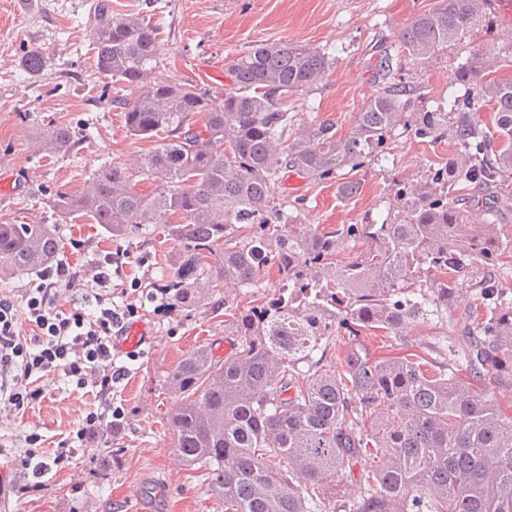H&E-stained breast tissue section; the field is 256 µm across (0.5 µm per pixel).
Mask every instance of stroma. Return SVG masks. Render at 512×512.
<instances>
[{
	"mask_svg": "<svg viewBox=\"0 0 512 512\" xmlns=\"http://www.w3.org/2000/svg\"><path fill=\"white\" fill-rule=\"evenodd\" d=\"M93 0H0V157L15 167L13 188L0 189V224H57L64 242L60 257L73 271L86 273L105 254L123 256L112 285L127 289L140 306L138 319L151 336L129 362L126 379L113 400L125 409L123 427L104 432L93 447L78 453L70 466L53 474L44 490L21 493L18 472L8 471L0 483V512H224L210 496L202 471L185 466L175 454L165 425L171 405L158 385L188 351L210 344L223 355L232 337L224 333L225 306L263 304L276 288V273L260 287L244 292L226 289L210 295L193 312L155 314L152 303L131 292V284L153 287L168 270L176 247L161 232L111 238L87 219L58 224L52 200L57 192L82 191L91 175L118 159L135 163L146 143L125 128L122 101L129 89L107 84L92 65L94 31L87 22ZM113 17L136 14L161 27L163 51L171 60L169 77L213 86L226 83V59L259 41L301 43L329 54L333 65L317 87L289 100L296 123L330 119L338 135H349L358 112L384 84L378 67L383 53L392 56L393 77L415 84L416 111L432 109L447 99L456 68L473 48L488 45L498 56L495 78L512 79V0H493L492 32L477 34L470 44L449 48L420 62L398 53L399 34L433 0H108ZM41 49L48 59L43 75L22 71L23 55ZM72 122L78 143L68 153L41 151L39 139L50 121ZM456 150L452 138L431 143L397 136L387 150L365 167L349 172L360 189L340 198L335 183L314 184L290 176L289 201L298 205L301 222L338 227L382 222L397 213L390 194L395 182L416 192L434 169ZM475 265L457 274L447 318L419 323L406 335L364 331L373 356L428 353L437 338L457 343L465 314L478 302ZM94 404L92 393L63 378L49 381L45 397L21 414L0 413V432L15 446L28 434L41 435L46 449L57 448Z\"/></svg>",
	"mask_w": 512,
	"mask_h": 512,
	"instance_id": "35a3bbf8",
	"label": "stroma"
}]
</instances>
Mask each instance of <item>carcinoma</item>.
Returning a JSON list of instances; mask_svg holds the SVG:
<instances>
[{
    "label": "carcinoma",
    "instance_id": "obj_1",
    "mask_svg": "<svg viewBox=\"0 0 512 512\" xmlns=\"http://www.w3.org/2000/svg\"><path fill=\"white\" fill-rule=\"evenodd\" d=\"M493 0H436L402 30L399 50L426 61L491 29ZM96 69L133 91L124 104L127 133L147 140L138 168L100 166L79 194L56 193L64 223L87 217L113 238L148 230L169 214L164 232L178 249L158 287L192 312L206 294L237 284L260 287L274 270L278 288L260 306L224 324L234 356L212 346L187 352L162 380L174 402L166 414L175 452L205 471L224 512H512V419L478 387L481 370L512 382V302L491 277L476 282L480 302L466 317L463 364L412 355L372 358L360 334L402 336L414 322L448 311L454 276L501 250L499 227L473 224L468 206L448 195L458 185L483 189L512 180V79L487 78L491 51L477 49L457 69L433 111H408L416 87L388 81L358 112L350 135L330 120L294 126L288 98L322 82L331 63L307 44L252 45L224 63V87L162 76L160 27L139 16L114 19L98 0L89 11ZM48 61L32 48L23 71ZM492 105V128L480 111ZM433 141L453 135L458 148L401 214L380 224L314 228L283 209L285 180L339 181L384 147L395 131ZM76 132L51 122L41 148L67 153ZM154 179L149 195L136 179ZM368 248L344 265L339 244ZM54 224H0V278L48 267L60 253ZM353 340L342 371L327 360L332 328ZM362 465L365 488L347 492Z\"/></svg>",
    "mask_w": 512,
    "mask_h": 512
}]
</instances>
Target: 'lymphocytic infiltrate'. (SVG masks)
<instances>
[{"label":"lymphocytic infiltrate","instance_id":"obj_1","mask_svg":"<svg viewBox=\"0 0 512 512\" xmlns=\"http://www.w3.org/2000/svg\"><path fill=\"white\" fill-rule=\"evenodd\" d=\"M94 279L100 290L93 295L96 311L92 314L57 308L60 293L72 291L79 283L63 260L42 270L38 283L24 289L21 297L0 293V408L25 410L42 397L44 381L59 374L78 387L94 388L99 398L98 407L86 414L73 433L72 447L56 449L53 458L45 457L35 433L26 437L25 449L0 447V456L34 478L38 489L52 467L69 465L79 450L91 447L104 430L118 427L124 417L123 409L113 405L111 393L128 368L114 358L112 340L125 334L138 306L113 300L106 265L97 267ZM21 311L30 325L26 333L17 326Z\"/></svg>","mask_w":512,"mask_h":512}]
</instances>
